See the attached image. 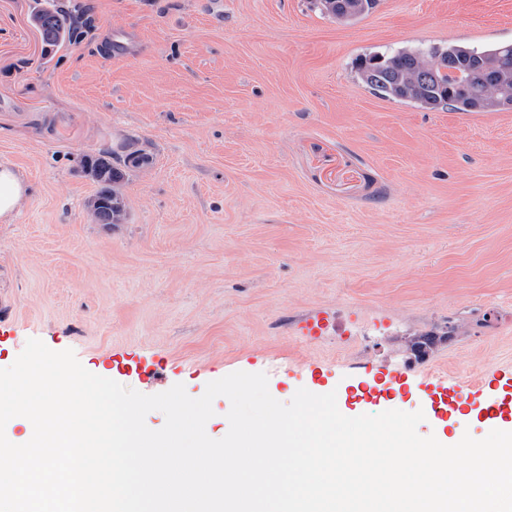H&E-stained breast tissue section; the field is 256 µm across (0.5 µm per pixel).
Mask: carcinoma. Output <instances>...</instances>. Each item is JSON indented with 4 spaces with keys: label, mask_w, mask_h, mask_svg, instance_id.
<instances>
[{
    "label": "carcinoma",
    "mask_w": 512,
    "mask_h": 512,
    "mask_svg": "<svg viewBox=\"0 0 512 512\" xmlns=\"http://www.w3.org/2000/svg\"><path fill=\"white\" fill-rule=\"evenodd\" d=\"M43 40L49 47H59L76 38L77 25L87 27L91 20L84 14H71L53 8L39 12ZM475 52L499 62L490 73H465L462 62L455 60L458 46H427L402 49L390 55L364 56L358 71L366 85L383 98L414 103L424 109L448 108L455 112H482L499 96V83L512 81V50L497 45ZM114 152L101 149L90 159L100 189L90 202L94 219L100 224H116L125 209L120 191L124 173L112 166Z\"/></svg>",
    "instance_id": "obj_1"
}]
</instances>
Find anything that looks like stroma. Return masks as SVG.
Segmentation results:
<instances>
[{"mask_svg": "<svg viewBox=\"0 0 512 512\" xmlns=\"http://www.w3.org/2000/svg\"><path fill=\"white\" fill-rule=\"evenodd\" d=\"M48 6L91 29L46 47ZM504 43L512 0L350 22L310 0H0V163L28 187L0 223V369L37 338L147 395L236 371L283 403L408 371L399 399L355 395L370 415L438 380L491 392L512 378V111L384 99L356 62ZM123 145L144 157L125 219L95 223L83 158Z\"/></svg>", "mask_w": 512, "mask_h": 512, "instance_id": "stroma-1", "label": "stroma"}]
</instances>
